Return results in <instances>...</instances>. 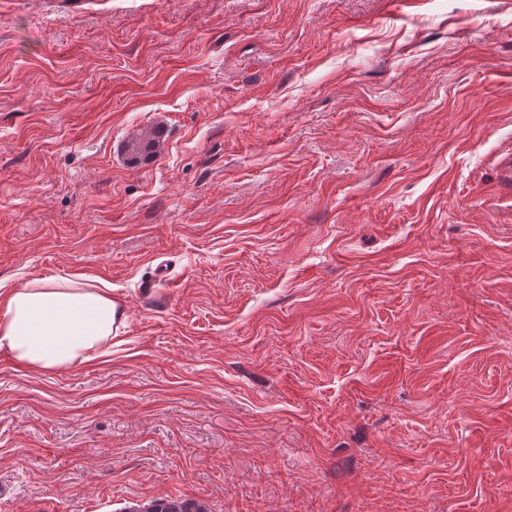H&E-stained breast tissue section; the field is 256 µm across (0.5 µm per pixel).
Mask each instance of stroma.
Here are the masks:
<instances>
[{
    "instance_id": "35a3bbf8",
    "label": "stroma",
    "mask_w": 512,
    "mask_h": 512,
    "mask_svg": "<svg viewBox=\"0 0 512 512\" xmlns=\"http://www.w3.org/2000/svg\"><path fill=\"white\" fill-rule=\"evenodd\" d=\"M509 151L512 0H0V512H512ZM109 288L35 278L0 291V352L18 369L53 373L96 358L123 320ZM126 512H208L207 508L191 500H174L159 498L139 504L133 509H125Z\"/></svg>"
}]
</instances>
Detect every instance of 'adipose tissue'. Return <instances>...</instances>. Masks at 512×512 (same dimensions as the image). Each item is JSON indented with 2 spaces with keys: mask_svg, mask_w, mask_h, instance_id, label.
<instances>
[{
  "mask_svg": "<svg viewBox=\"0 0 512 512\" xmlns=\"http://www.w3.org/2000/svg\"><path fill=\"white\" fill-rule=\"evenodd\" d=\"M109 289L74 279L35 278L0 291V352L18 369L53 373L96 358L119 331Z\"/></svg>",
  "mask_w": 512,
  "mask_h": 512,
  "instance_id": "ef3b65f1",
  "label": "adipose tissue"
}]
</instances>
